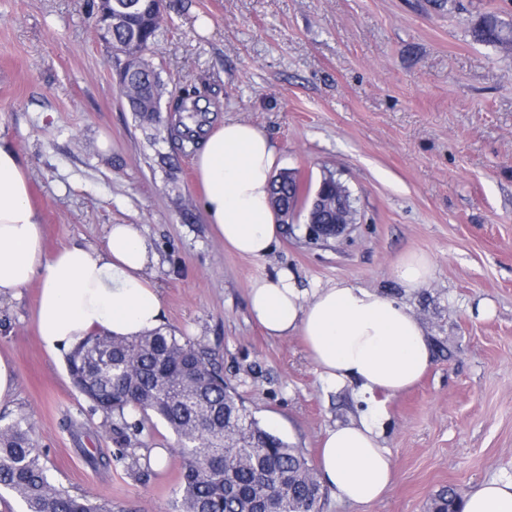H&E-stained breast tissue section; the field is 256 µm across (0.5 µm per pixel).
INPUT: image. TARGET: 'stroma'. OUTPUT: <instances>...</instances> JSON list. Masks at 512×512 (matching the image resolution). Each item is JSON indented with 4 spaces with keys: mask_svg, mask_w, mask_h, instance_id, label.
<instances>
[{
    "mask_svg": "<svg viewBox=\"0 0 512 512\" xmlns=\"http://www.w3.org/2000/svg\"><path fill=\"white\" fill-rule=\"evenodd\" d=\"M147 58L169 92L197 87L211 122H249L274 142L277 170L316 188L334 174L356 220L328 243L304 215L273 250H227L199 211L193 152L174 149L175 115L130 111L90 0H0V139L28 166L47 252L102 242L139 224L155 244L164 327L210 348L225 380L265 427L319 465L327 429L358 418L352 385L327 387L300 337L265 335L249 314L253 278L291 270L299 287L375 289L422 320L433 361L386 403L381 441L396 478L361 508L323 488L319 512H429L453 488L512 480V49L478 40L488 12L512 26V0H166ZM430 255L428 285L405 292L394 266ZM37 285L0 301V354L17 370L6 418L34 426L50 478L114 512H175V436L145 419L126 462L64 361L41 350Z\"/></svg>",
    "mask_w": 512,
    "mask_h": 512,
    "instance_id": "obj_1",
    "label": "stroma"
}]
</instances>
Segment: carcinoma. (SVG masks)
I'll list each match as a JSON object with an SVG mask.
<instances>
[{"label": "carcinoma", "instance_id": "1", "mask_svg": "<svg viewBox=\"0 0 512 512\" xmlns=\"http://www.w3.org/2000/svg\"><path fill=\"white\" fill-rule=\"evenodd\" d=\"M161 0H141V9L112 29V50L137 41L141 51L157 42L161 27ZM477 34L485 41L512 46V31L486 14ZM161 72L146 62L125 73L120 90L139 99L160 98ZM195 89H182L176 110L186 112L195 127L168 129L170 140L184 149L195 142L208 122ZM318 189L325 196L321 208L311 210L313 196H301L288 178L273 177L271 205L277 210L300 207L319 224L354 223L356 209L336 211V178L323 176ZM75 387L110 421L116 458L129 460L138 475L149 471L150 460L129 452L131 439L141 432L143 417L163 420L176 436L180 463L177 512H312L318 508L321 486L305 456L271 431L252 413L238 419L242 400L232 395L224 376L205 346L170 331H151L132 338L92 335L68 357ZM0 491L9 494L23 512H112V504L86 492L61 489L48 476L31 424L24 415L3 422L0 417ZM450 490L438 493L430 512H459Z\"/></svg>", "mask_w": 512, "mask_h": 512}]
</instances>
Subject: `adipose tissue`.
<instances>
[{
	"label": "adipose tissue",
	"instance_id": "adipose-tissue-1",
	"mask_svg": "<svg viewBox=\"0 0 512 512\" xmlns=\"http://www.w3.org/2000/svg\"><path fill=\"white\" fill-rule=\"evenodd\" d=\"M275 163L271 140L240 120L210 129L194 155L202 216L239 255L265 257L281 233L270 204ZM155 261L137 224L111 225L100 245L75 241L46 253L28 169L0 141V298L38 284L34 325L46 354L67 355L97 333L136 336L160 328ZM249 309L267 336L301 337L324 384L356 385L364 410L357 421L327 430L318 477L348 502L375 503L396 473L392 453L380 443L384 401L413 386L432 362L423 324L376 290L342 281L307 290L287 269L251 281ZM462 510L512 512V480L479 484Z\"/></svg>",
	"mask_w": 512,
	"mask_h": 512
}]
</instances>
